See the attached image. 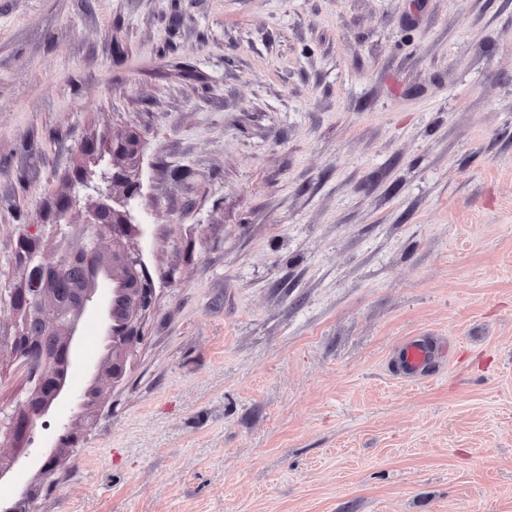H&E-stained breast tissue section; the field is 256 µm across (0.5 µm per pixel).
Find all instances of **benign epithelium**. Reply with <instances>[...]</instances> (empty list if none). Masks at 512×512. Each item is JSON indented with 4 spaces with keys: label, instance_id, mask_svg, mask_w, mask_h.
<instances>
[{
    "label": "benign epithelium",
    "instance_id": "7a95c632",
    "mask_svg": "<svg viewBox=\"0 0 512 512\" xmlns=\"http://www.w3.org/2000/svg\"><path fill=\"white\" fill-rule=\"evenodd\" d=\"M141 141L132 135L114 139L104 150L91 142L81 148V154L91 160L97 172L77 171L74 184L96 194V199L83 211L82 224L93 230L96 249L108 237L112 241L111 259L94 267L93 276L83 293V307L97 305L101 309L102 325L108 339V350L121 353L141 339L140 319L155 303L156 290L148 276L140 247L129 248L127 241L142 235L136 217V200L141 185L132 177L138 161ZM124 188L123 197L113 196V189ZM79 204L75 194H66L56 201L54 221L42 224L35 231L25 227L18 235L14 263L19 281L12 288L0 290V302L14 314L13 333L8 340L0 336V347L6 345L22 360L32 384L29 395L18 402L11 412L0 416V429L14 442L13 456L0 458V480L7 478L13 468L35 471L38 476L52 474L58 464L63 439L74 440L69 427L62 425L53 434L40 436L37 449H31L38 426L60 401L67 400L75 408L85 406L82 395L68 390L56 376L58 364L73 363L77 347L79 316L66 322L63 346L55 359L39 352L37 341L29 335L27 323L47 302L49 287L66 274L67 263L58 260L45 262V240L68 239L73 224L70 213Z\"/></svg>",
    "mask_w": 512,
    "mask_h": 512
}]
</instances>
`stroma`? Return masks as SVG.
<instances>
[{"label": "stroma", "instance_id": "35a3bbf8", "mask_svg": "<svg viewBox=\"0 0 512 512\" xmlns=\"http://www.w3.org/2000/svg\"><path fill=\"white\" fill-rule=\"evenodd\" d=\"M131 133L155 305L118 381L82 314L104 402L0 502L512 512V0H0V289ZM431 354V350L425 344L411 340L405 345L404 363L409 370L415 371L429 361Z\"/></svg>", "mask_w": 512, "mask_h": 512}]
</instances>
